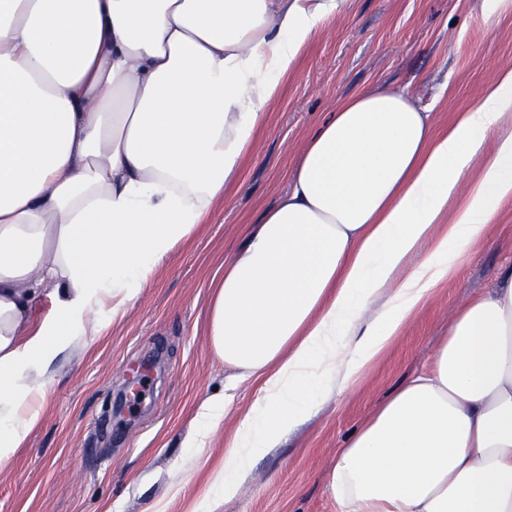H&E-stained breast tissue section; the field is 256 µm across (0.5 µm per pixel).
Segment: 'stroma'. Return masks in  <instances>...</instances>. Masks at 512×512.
Wrapping results in <instances>:
<instances>
[{"label": "stroma", "instance_id": "obj_1", "mask_svg": "<svg viewBox=\"0 0 512 512\" xmlns=\"http://www.w3.org/2000/svg\"><path fill=\"white\" fill-rule=\"evenodd\" d=\"M512 66V11L493 0H350L303 47L209 223L159 268L124 319L60 355L39 422L0 465V512H205L211 474L250 408L255 383L205 336L210 281L243 231L285 192L305 139L343 100L387 86L433 114L437 128L472 107ZM512 265V201L486 236L391 346L347 389L328 390L316 411L252 461L239 493L216 512H336L327 479L343 440L394 387L423 369L453 312ZM230 403L203 453L182 445L199 406Z\"/></svg>", "mask_w": 512, "mask_h": 512}]
</instances>
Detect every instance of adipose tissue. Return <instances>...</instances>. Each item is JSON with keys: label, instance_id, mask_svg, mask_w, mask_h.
Masks as SVG:
<instances>
[{"label": "adipose tissue", "instance_id": "ef3b65f1", "mask_svg": "<svg viewBox=\"0 0 512 512\" xmlns=\"http://www.w3.org/2000/svg\"><path fill=\"white\" fill-rule=\"evenodd\" d=\"M345 2L0 0L1 465L56 358L208 222L278 78ZM511 200V66L441 133L401 92L340 103L210 283L209 346L258 384L217 493L357 381ZM44 290L56 314L36 327ZM328 491L337 512H512V267L338 448Z\"/></svg>", "mask_w": 512, "mask_h": 512}]
</instances>
